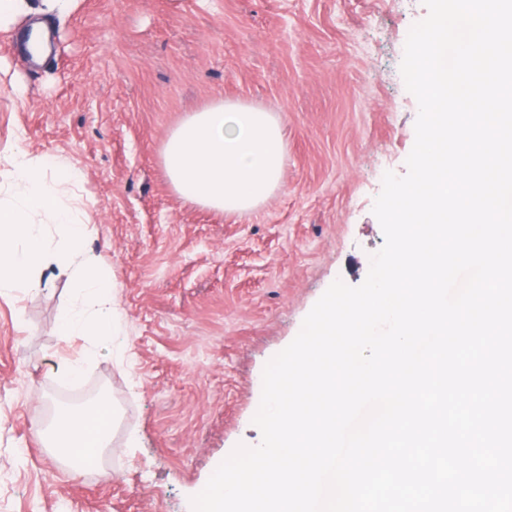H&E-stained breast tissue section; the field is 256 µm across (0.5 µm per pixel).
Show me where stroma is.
I'll return each instance as SVG.
<instances>
[{"label":"stroma","instance_id":"obj_1","mask_svg":"<svg viewBox=\"0 0 512 512\" xmlns=\"http://www.w3.org/2000/svg\"><path fill=\"white\" fill-rule=\"evenodd\" d=\"M422 0H77L41 64L0 30V158L63 155L114 284V339L61 341L70 271L0 294V512H192L254 425L268 361L335 281L357 286L384 244L378 169L407 172L416 98L400 64ZM279 115L281 187L258 209L182 200L160 152L215 97ZM92 357L78 385L59 360ZM112 404L100 464L72 472L41 427L62 405Z\"/></svg>","mask_w":512,"mask_h":512}]
</instances>
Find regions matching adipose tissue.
Here are the masks:
<instances>
[{"label": "adipose tissue", "mask_w": 512, "mask_h": 512, "mask_svg": "<svg viewBox=\"0 0 512 512\" xmlns=\"http://www.w3.org/2000/svg\"><path fill=\"white\" fill-rule=\"evenodd\" d=\"M161 163L173 190L200 207L247 213L281 186L285 162L283 126L276 113L215 97L187 114L164 143ZM79 173L67 159L33 157L16 150L7 181L0 182V292L33 289L48 260L68 267L86 238L77 200L64 184ZM52 235L43 232L44 223ZM81 308L65 310L57 322L62 339L112 333V280L95 259L74 268ZM114 411L105 402L65 407L48 428V447L67 465L99 463L109 445Z\"/></svg>", "instance_id": "obj_1"}]
</instances>
